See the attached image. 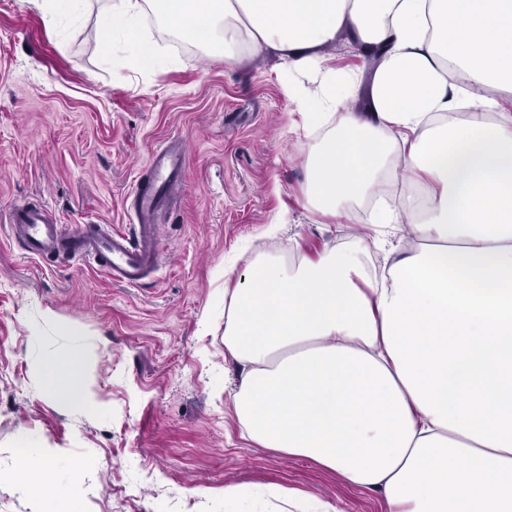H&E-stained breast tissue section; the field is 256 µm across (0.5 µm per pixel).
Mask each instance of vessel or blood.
Returning a JSON list of instances; mask_svg holds the SVG:
<instances>
[{
    "label": "vessel or blood",
    "instance_id": "b4317fda",
    "mask_svg": "<svg viewBox=\"0 0 512 512\" xmlns=\"http://www.w3.org/2000/svg\"><path fill=\"white\" fill-rule=\"evenodd\" d=\"M186 155L180 141L151 155L134 190L132 233L111 232L103 224H53L42 209L23 204L11 212L12 235L33 258L63 254L96 268L111 281L139 286L161 265L158 214L187 172Z\"/></svg>",
    "mask_w": 512,
    "mask_h": 512
}]
</instances>
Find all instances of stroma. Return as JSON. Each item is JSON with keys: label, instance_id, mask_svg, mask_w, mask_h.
<instances>
[{"label": "stroma", "instance_id": "1", "mask_svg": "<svg viewBox=\"0 0 512 512\" xmlns=\"http://www.w3.org/2000/svg\"><path fill=\"white\" fill-rule=\"evenodd\" d=\"M99 0L48 24L28 0H0V512H40L47 488L10 478L17 444L69 452L83 467L60 488L87 512H226L224 489L281 486L338 512H383L306 459L243 437L230 409L240 377L224 360V281L280 252L267 228L288 216L299 251L349 245L361 224L305 207L309 140L283 87L285 63L261 52L228 65L219 44L183 41L153 14L138 40L106 47ZM181 139L183 187L161 212L162 267L137 288L73 260L25 256L2 223L33 204L61 224L129 231L131 195L151 152ZM85 335L90 405L62 409L39 359Z\"/></svg>", "mask_w": 512, "mask_h": 512}]
</instances>
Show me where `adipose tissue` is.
<instances>
[{
  "mask_svg": "<svg viewBox=\"0 0 512 512\" xmlns=\"http://www.w3.org/2000/svg\"><path fill=\"white\" fill-rule=\"evenodd\" d=\"M135 38L147 10L225 59L276 51L313 144L305 204L418 240L360 235L289 268L261 255L224 291V359L245 437L376 491L385 512H512V0H105ZM382 49L370 86L326 65L343 32ZM369 90L366 112L352 104ZM403 164L425 204L385 201ZM44 357L62 407L87 400L79 333ZM13 475L58 480L56 454L17 453Z\"/></svg>",
  "mask_w": 512,
  "mask_h": 512,
  "instance_id": "1",
  "label": "adipose tissue"
}]
</instances>
